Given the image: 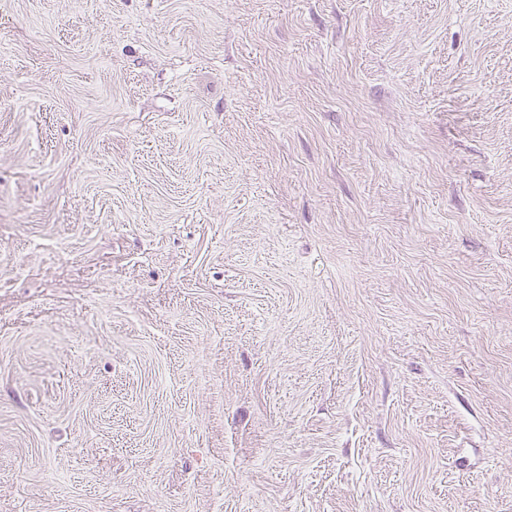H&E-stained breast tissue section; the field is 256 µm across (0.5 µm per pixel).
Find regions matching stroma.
I'll list each match as a JSON object with an SVG mask.
<instances>
[{
  "label": "stroma",
  "instance_id": "obj_1",
  "mask_svg": "<svg viewBox=\"0 0 512 512\" xmlns=\"http://www.w3.org/2000/svg\"><path fill=\"white\" fill-rule=\"evenodd\" d=\"M0 512H512V0H0Z\"/></svg>",
  "mask_w": 512,
  "mask_h": 512
}]
</instances>
